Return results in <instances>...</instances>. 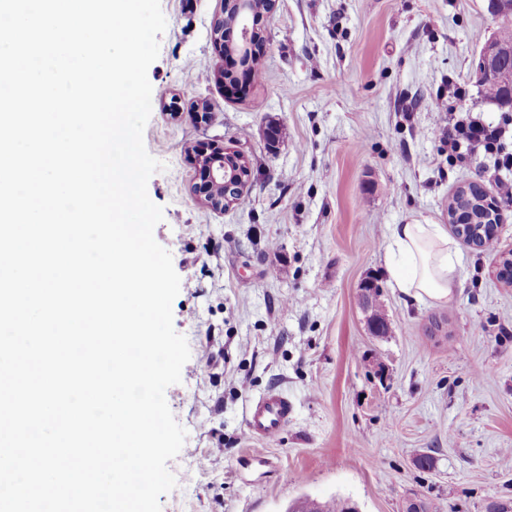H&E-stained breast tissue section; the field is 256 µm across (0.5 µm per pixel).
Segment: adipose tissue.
<instances>
[{"mask_svg":"<svg viewBox=\"0 0 512 512\" xmlns=\"http://www.w3.org/2000/svg\"><path fill=\"white\" fill-rule=\"evenodd\" d=\"M387 255L393 287L409 297L442 302L451 299L459 286L462 255L445 225H390Z\"/></svg>","mask_w":512,"mask_h":512,"instance_id":"ef3b65f1","label":"adipose tissue"}]
</instances>
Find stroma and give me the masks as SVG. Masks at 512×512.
<instances>
[{
  "label": "stroma",
  "instance_id": "obj_1",
  "mask_svg": "<svg viewBox=\"0 0 512 512\" xmlns=\"http://www.w3.org/2000/svg\"><path fill=\"white\" fill-rule=\"evenodd\" d=\"M224 0H161L167 27L148 69L144 130L162 170L154 238L180 277L173 326L189 367L166 391L186 439L168 463L162 512H286L302 496L404 512L512 507V209L494 253L460 244V286L444 303L392 288L388 227L444 224L455 190L487 155L448 163L438 129L453 104L500 121L477 83L482 42L502 19L490 0H277L245 92L228 94L211 25ZM207 102L208 120L194 104ZM281 135L269 146L268 123ZM243 153L251 180L225 211L194 192L196 147ZM380 287L390 333L375 338L360 287ZM294 406L283 432L249 438V403L269 390ZM431 455L423 470L415 460Z\"/></svg>",
  "mask_w": 512,
  "mask_h": 512
}]
</instances>
